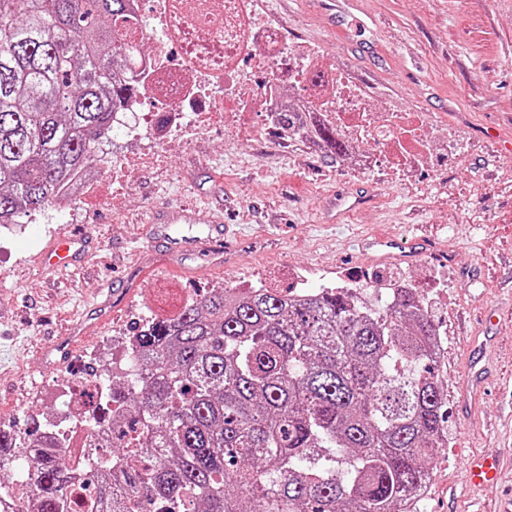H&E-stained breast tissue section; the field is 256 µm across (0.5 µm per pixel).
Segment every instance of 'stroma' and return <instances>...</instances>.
<instances>
[{
	"label": "stroma",
	"mask_w": 512,
	"mask_h": 512,
	"mask_svg": "<svg viewBox=\"0 0 512 512\" xmlns=\"http://www.w3.org/2000/svg\"><path fill=\"white\" fill-rule=\"evenodd\" d=\"M264 0L293 37L396 112L429 115L454 150L394 174L347 166L320 145L284 141L255 126L214 122L201 144L171 148L163 168L127 162L112 181V141L94 164L98 193L73 212L49 206L0 236V425L51 418L58 394L102 345L145 316L167 317L211 287L240 282L320 288L344 277L364 285L414 282L443 341L435 373L448 401V444L429 465L419 512H505L512 506V0ZM365 195L340 224L320 210L337 192ZM222 209L235 235L222 257L195 248L205 225L174 224L185 256L148 244L159 210ZM60 233L85 249L74 267L45 272L40 255ZM426 237L430 251L404 259L365 248L376 237ZM82 332L62 365L49 342ZM481 382L462 397L470 366ZM502 459L497 484L468 483L470 458Z\"/></svg>",
	"instance_id": "obj_1"
}]
</instances>
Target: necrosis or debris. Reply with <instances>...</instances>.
<instances>
[{
	"instance_id": "1",
	"label": "necrosis or debris",
	"mask_w": 512,
	"mask_h": 512,
	"mask_svg": "<svg viewBox=\"0 0 512 512\" xmlns=\"http://www.w3.org/2000/svg\"><path fill=\"white\" fill-rule=\"evenodd\" d=\"M129 15L136 38L151 40L154 48L131 66L144 72V89L118 114L116 124L127 135L113 142L112 152L139 165L162 166L173 132H181L187 146L214 119L252 111L270 126L277 113L298 110L306 126L334 127L350 147L387 153L399 170L448 146L427 134L424 117L382 108L325 65L269 18L261 0H131ZM258 74L265 77L259 85L253 82Z\"/></svg>"
}]
</instances>
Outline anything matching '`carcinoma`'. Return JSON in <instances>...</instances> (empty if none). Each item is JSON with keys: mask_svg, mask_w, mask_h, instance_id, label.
Instances as JSON below:
<instances>
[{"mask_svg": "<svg viewBox=\"0 0 512 512\" xmlns=\"http://www.w3.org/2000/svg\"><path fill=\"white\" fill-rule=\"evenodd\" d=\"M127 0H0V217L46 205L95 161L144 54ZM337 157L336 130L314 131ZM213 288L135 326L144 367L91 410L106 464L73 483L60 434L0 428V476L31 454L25 512H415L448 440L438 327L416 288Z\"/></svg>", "mask_w": 512, "mask_h": 512, "instance_id": "cac0c4a2", "label": "carcinoma"}]
</instances>
